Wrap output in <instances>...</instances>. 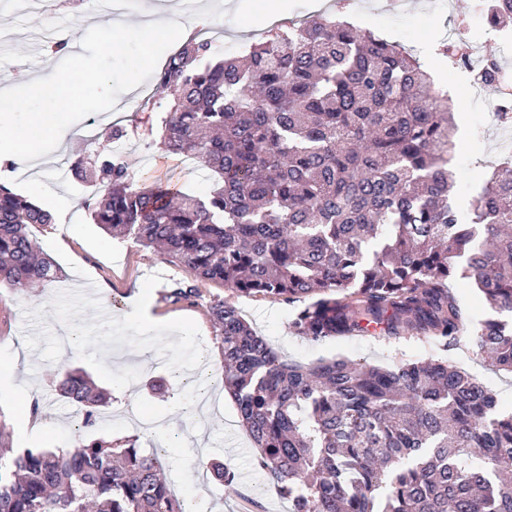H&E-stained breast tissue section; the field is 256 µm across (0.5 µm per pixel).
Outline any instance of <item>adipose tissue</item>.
I'll return each instance as SVG.
<instances>
[{
	"instance_id": "adipose-tissue-1",
	"label": "adipose tissue",
	"mask_w": 512,
	"mask_h": 512,
	"mask_svg": "<svg viewBox=\"0 0 512 512\" xmlns=\"http://www.w3.org/2000/svg\"><path fill=\"white\" fill-rule=\"evenodd\" d=\"M190 24L176 9H168L164 15L141 26L140 34L146 47L142 57L136 60L133 70H141L150 59L151 48L177 41L187 35ZM90 73L89 63L81 54L68 52L67 65L49 81H41L27 74L9 78L0 87V152L27 155L40 141L55 134L63 115L76 111L83 101L81 90ZM29 88L38 105L22 108L18 100L20 88ZM25 111L27 119L22 130H15L7 121V114Z\"/></svg>"
}]
</instances>
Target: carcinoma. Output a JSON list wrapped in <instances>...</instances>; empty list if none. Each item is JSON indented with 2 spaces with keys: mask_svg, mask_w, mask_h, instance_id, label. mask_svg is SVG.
<instances>
[{
  "mask_svg": "<svg viewBox=\"0 0 512 512\" xmlns=\"http://www.w3.org/2000/svg\"><path fill=\"white\" fill-rule=\"evenodd\" d=\"M485 2L491 24L512 21V0ZM432 86L410 52L337 17L274 31L240 58L192 37L157 75L167 103L156 131L204 163L210 190L138 184L116 124L72 169L102 175L86 207L105 231L239 295L294 305L289 327L312 343L377 327L444 352L466 338L490 370L512 374V155L486 170L462 220L455 112ZM51 223L0 184V284L23 294L61 278L28 231ZM455 280L497 316L473 323ZM209 314L224 390L289 512H512V412L447 358L305 366L235 304ZM57 394L79 403L83 427L103 419L107 396L83 372ZM138 440L13 454L0 423V512H184ZM210 469L235 482L227 464Z\"/></svg>",
  "mask_w": 512,
  "mask_h": 512,
  "instance_id": "obj_1",
  "label": "carcinoma"
}]
</instances>
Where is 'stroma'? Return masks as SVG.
Listing matches in <instances>:
<instances>
[{"label": "stroma", "mask_w": 512, "mask_h": 512, "mask_svg": "<svg viewBox=\"0 0 512 512\" xmlns=\"http://www.w3.org/2000/svg\"><path fill=\"white\" fill-rule=\"evenodd\" d=\"M286 2L287 11L269 19L253 13L250 0H225L223 16L205 20L199 30L212 39L218 56L232 57L270 29L332 15L337 4L348 5L356 27L404 46L432 74L435 89L447 91L458 124L454 202L460 216H468L485 165L512 151L496 137L490 114L474 106L475 98L494 99L496 89L472 90L461 70L438 52L448 30L460 27L475 40L481 55L496 56L502 67L512 69V52H504L498 37L472 22L474 0ZM106 8L107 0H87L79 11L61 9L39 25L34 18L45 13L43 0H0V72L52 79L67 63L66 55L53 53V46L79 44L92 75H108L109 95L103 99L88 94L78 111L64 117V127L84 129L90 119H112L128 131L118 148L135 181L161 178L180 189L205 193L210 185L207 170L197 160L166 151L150 133L154 113L135 109L138 101L153 94L156 76L177 43L155 48L151 63L132 72V60L144 51L135 29L143 20V0H121L111 16ZM113 18L126 20L133 29L108 54L101 41ZM90 149L83 137L61 146L48 140L39 145L37 157L10 165L0 159V182L49 207L53 223L33 224L29 230L64 273L60 281L23 295L0 288V361L20 365L17 392H0V419L13 446L69 448L81 439L129 437L134 430L128 415L135 411L154 421L153 432L165 445L158 457L190 512H288L287 499L256 466L236 406L216 377L222 353L208 313L211 302L234 300L259 333L289 359L304 363L348 358L388 365L399 358L421 361L438 356V347L415 338L389 342L374 335L309 343L289 329L288 303L234 297L224 284L201 280L158 252L108 235L90 220L84 183L71 171L76 155ZM31 178L38 181L39 193H29ZM177 287L194 288L198 294L176 302L170 293ZM140 296L149 298L151 314L134 311ZM164 315L169 326L162 330L154 319ZM448 357L481 380L496 395L501 410H512L511 375L491 372L466 343ZM76 368L111 395L107 416L94 430L82 428L70 403L57 400L52 391ZM159 377L170 381L169 394L149 386V379ZM20 394L38 400L39 416L26 422L16 417L13 406ZM215 457L232 463L234 487L211 479L207 464Z\"/></svg>", "instance_id": "35a3bbf8"}]
</instances>
